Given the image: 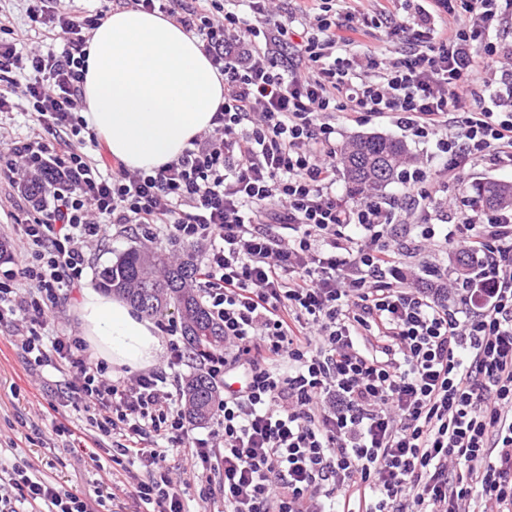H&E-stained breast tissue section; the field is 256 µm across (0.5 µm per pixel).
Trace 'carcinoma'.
Instances as JSON below:
<instances>
[{
	"label": "carcinoma",
	"mask_w": 512,
	"mask_h": 512,
	"mask_svg": "<svg viewBox=\"0 0 512 512\" xmlns=\"http://www.w3.org/2000/svg\"><path fill=\"white\" fill-rule=\"evenodd\" d=\"M409 160L405 145L379 135H357L341 150L338 164L358 195L391 183ZM488 209L512 208V184L485 182L473 186ZM199 275L196 249L181 248L178 257L156 247L131 248L98 272L99 286L137 306L146 316L161 319L173 308L193 354L205 359L224 351V326L216 321L196 292ZM181 389L191 425L210 419L220 392L210 376L198 369Z\"/></svg>",
	"instance_id": "carcinoma-1"
}]
</instances>
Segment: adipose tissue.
Returning <instances> with one entry per match:
<instances>
[{"mask_svg": "<svg viewBox=\"0 0 512 512\" xmlns=\"http://www.w3.org/2000/svg\"><path fill=\"white\" fill-rule=\"evenodd\" d=\"M84 117L112 157L131 170L170 163L212 126L224 83L198 41L160 14L117 9L86 47ZM95 352L117 367L157 365L152 321L125 301L85 289L79 305Z\"/></svg>", "mask_w": 512, "mask_h": 512, "instance_id": "1", "label": "adipose tissue"}]
</instances>
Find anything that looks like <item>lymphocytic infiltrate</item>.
<instances>
[{
    "mask_svg": "<svg viewBox=\"0 0 512 512\" xmlns=\"http://www.w3.org/2000/svg\"><path fill=\"white\" fill-rule=\"evenodd\" d=\"M30 0L35 26L65 42L21 49L0 37V112L23 100L30 137L0 153V178L40 186L13 231L24 288L0 282V323L30 368H51L82 425L73 441L112 442L148 478L143 512H185L179 486L203 485L221 449L224 512H512V208H437L447 173L475 163L512 169V45L497 35L512 0H427L418 20L397 0L358 17L335 0H128L195 36L224 80L210 130L153 172L102 165L84 151V48L100 13H57ZM472 24L457 23L460 14ZM384 50L358 56L370 26ZM389 118L432 141L403 171L401 198L336 193V118ZM414 211L415 224L400 217ZM152 224L207 245L202 291L224 326L205 369L237 374L213 412L215 431L190 437L165 364L112 377L77 332L43 335L49 307L80 287L91 249L113 227ZM457 244L478 273L411 285L405 255ZM201 461L174 482L165 461ZM0 512H93L32 466H0Z\"/></svg>",
    "mask_w": 512,
    "mask_h": 512,
    "instance_id": "lymphocytic-infiltrate-1",
    "label": "lymphocytic infiltrate"
}]
</instances>
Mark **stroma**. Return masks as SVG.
I'll list each match as a JSON object with an SVG mask.
<instances>
[{"instance_id":"1","label":"stroma","mask_w":512,"mask_h":512,"mask_svg":"<svg viewBox=\"0 0 512 512\" xmlns=\"http://www.w3.org/2000/svg\"><path fill=\"white\" fill-rule=\"evenodd\" d=\"M362 134L398 138L406 143L414 158H425V144L416 142L410 132L399 129L391 120L373 119L356 124L341 119L336 123L338 144ZM146 233L143 227L113 232L109 240L93 250L84 285H97L98 270L118 254L141 246ZM11 336V325L0 324V447H5L7 461L32 465L49 480L87 497L88 501L104 499L108 512H137L132 491L145 478V468L115 463L105 449L100 450L98 461H91L85 452L72 449L68 436L52 434L42 423L41 415L49 407H65L63 378L51 369L40 373L29 370Z\"/></svg>"}]
</instances>
